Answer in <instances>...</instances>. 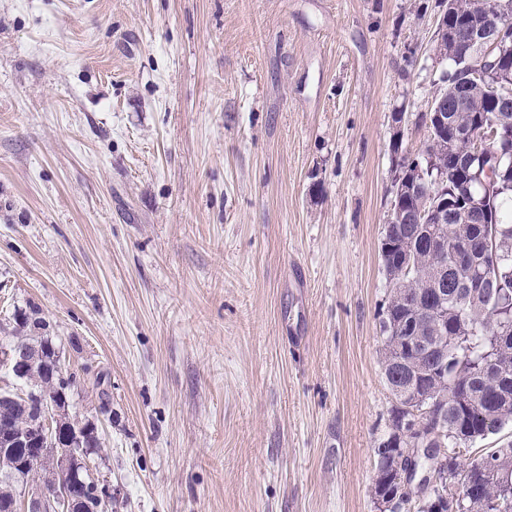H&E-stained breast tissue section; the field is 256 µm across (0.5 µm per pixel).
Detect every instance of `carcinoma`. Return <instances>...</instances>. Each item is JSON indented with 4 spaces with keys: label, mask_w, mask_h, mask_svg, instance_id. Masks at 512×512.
<instances>
[{
    "label": "carcinoma",
    "mask_w": 512,
    "mask_h": 512,
    "mask_svg": "<svg viewBox=\"0 0 512 512\" xmlns=\"http://www.w3.org/2000/svg\"><path fill=\"white\" fill-rule=\"evenodd\" d=\"M445 26L456 30L457 45L447 53L448 70L439 90L447 123L428 128L429 137L420 153L392 146L395 167L409 171L415 159L435 154L434 171L445 170L443 183L448 199V231L444 247L429 249L438 222L425 216L417 224H389L381 245V257L389 280L388 305L394 307L391 321L381 322L384 338L408 336L411 345L400 350L387 347L382 370L393 396L412 382L419 398H409L391 410L390 430L407 414L418 413L426 427L409 437L406 448L445 449L439 462L422 459L432 476L424 479L427 491L419 496L399 487L390 488L397 512L414 503L416 512H512V440L482 457L497 464L503 482L487 479L471 469L474 462L463 450L469 444L501 432L512 424V140L498 133L512 130V94L500 90L491 79L477 85L481 56L465 44L464 25L474 12V0H440ZM494 140L502 154L497 168L486 170L491 160L475 153L476 145ZM435 186L423 184L407 197L402 209L417 211L430 203ZM473 198L486 199L493 220L486 224H460L457 209ZM484 272L491 275V287L471 288L472 279ZM447 297L448 334L439 336L430 328L424 311L432 307L438 293ZM14 345L29 347L49 338L34 335L41 326L37 308L14 311ZM30 383L41 387L55 381L56 388L69 392L80 377L61 369L53 378L37 370ZM18 460L0 457V501L12 497L10 483L42 479L44 474L26 472ZM470 483L476 494L473 503L461 508L458 488Z\"/></svg>",
    "instance_id": "1"
}]
</instances>
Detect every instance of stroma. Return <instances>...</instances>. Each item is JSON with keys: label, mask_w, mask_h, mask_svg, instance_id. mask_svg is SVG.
Here are the masks:
<instances>
[{"label": "stroma", "mask_w": 512, "mask_h": 512, "mask_svg": "<svg viewBox=\"0 0 512 512\" xmlns=\"http://www.w3.org/2000/svg\"><path fill=\"white\" fill-rule=\"evenodd\" d=\"M435 2L0 0V341L40 309L114 512H378Z\"/></svg>", "instance_id": "obj_1"}]
</instances>
